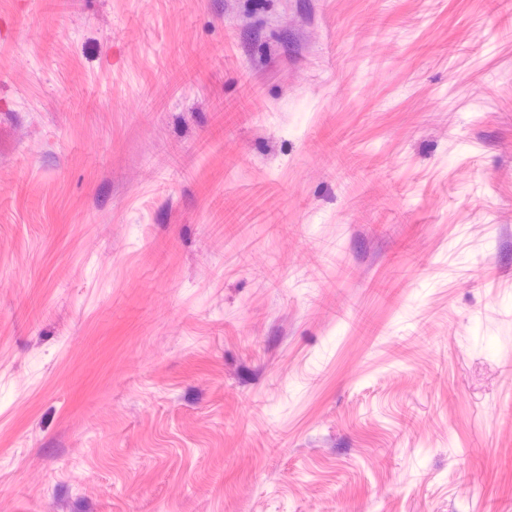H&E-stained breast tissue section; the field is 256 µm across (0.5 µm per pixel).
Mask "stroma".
Returning a JSON list of instances; mask_svg holds the SVG:
<instances>
[{"instance_id": "35a3bbf8", "label": "stroma", "mask_w": 512, "mask_h": 512, "mask_svg": "<svg viewBox=\"0 0 512 512\" xmlns=\"http://www.w3.org/2000/svg\"><path fill=\"white\" fill-rule=\"evenodd\" d=\"M0 512H512V0H0Z\"/></svg>"}]
</instances>
